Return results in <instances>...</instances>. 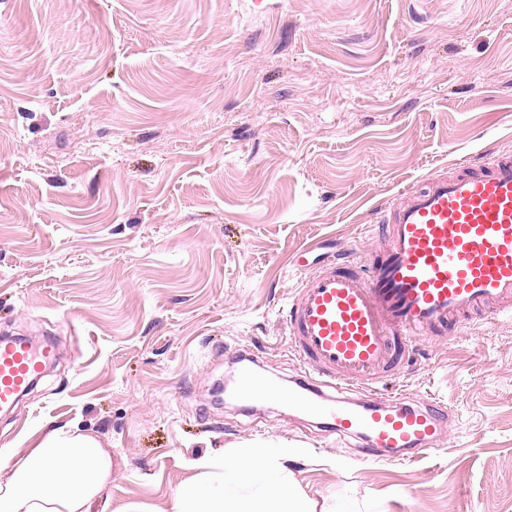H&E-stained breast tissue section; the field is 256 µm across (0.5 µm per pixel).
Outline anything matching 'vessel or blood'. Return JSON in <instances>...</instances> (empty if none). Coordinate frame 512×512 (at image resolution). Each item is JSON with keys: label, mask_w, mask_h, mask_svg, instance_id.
Listing matches in <instances>:
<instances>
[{"label": "vessel or blood", "mask_w": 512, "mask_h": 512, "mask_svg": "<svg viewBox=\"0 0 512 512\" xmlns=\"http://www.w3.org/2000/svg\"><path fill=\"white\" fill-rule=\"evenodd\" d=\"M366 261L299 257L304 275L283 309L302 372L283 387L242 365L237 392L287 402L329 433L370 448L427 453L450 414L427 399H388L376 385L417 340L442 339L487 314L512 317V155L487 153L393 197ZM55 357L52 344L0 340V408L12 407Z\"/></svg>", "instance_id": "obj_1"}]
</instances>
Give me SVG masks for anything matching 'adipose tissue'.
<instances>
[{
  "label": "adipose tissue",
  "mask_w": 512,
  "mask_h": 512,
  "mask_svg": "<svg viewBox=\"0 0 512 512\" xmlns=\"http://www.w3.org/2000/svg\"><path fill=\"white\" fill-rule=\"evenodd\" d=\"M168 512H336L325 495H309L263 448H238L190 460ZM112 481V451L94 434L52 428L28 448H0V512H90ZM255 485L257 496H232Z\"/></svg>",
  "instance_id": "adipose-tissue-1"
}]
</instances>
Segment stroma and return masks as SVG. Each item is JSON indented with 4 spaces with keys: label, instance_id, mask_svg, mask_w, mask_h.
Listing matches in <instances>:
<instances>
[{
    "label": "stroma",
    "instance_id": "35a3bbf8",
    "mask_svg": "<svg viewBox=\"0 0 512 512\" xmlns=\"http://www.w3.org/2000/svg\"><path fill=\"white\" fill-rule=\"evenodd\" d=\"M489 150L512 153V0H0V332L57 346L0 448L97 434L100 512H162L233 448L295 449L339 512H512L511 319L380 384L453 414L413 461L215 398L236 351L299 371L303 248H372L381 205Z\"/></svg>",
    "mask_w": 512,
    "mask_h": 512
}]
</instances>
